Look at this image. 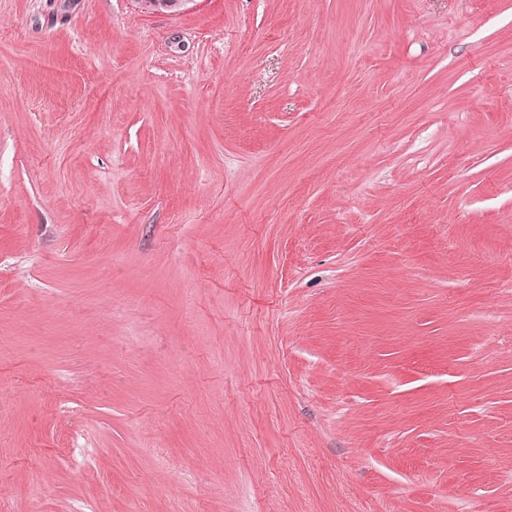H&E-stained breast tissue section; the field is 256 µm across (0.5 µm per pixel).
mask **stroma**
<instances>
[{"label": "stroma", "instance_id": "1", "mask_svg": "<svg viewBox=\"0 0 512 512\" xmlns=\"http://www.w3.org/2000/svg\"><path fill=\"white\" fill-rule=\"evenodd\" d=\"M512 512V0H0V512ZM190 0H135L137 8L146 13H180Z\"/></svg>", "mask_w": 512, "mask_h": 512}]
</instances>
